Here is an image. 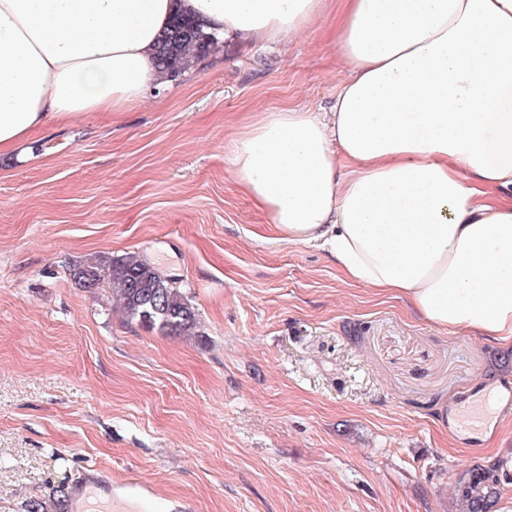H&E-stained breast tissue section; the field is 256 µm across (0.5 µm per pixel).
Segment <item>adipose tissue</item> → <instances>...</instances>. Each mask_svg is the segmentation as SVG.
<instances>
[{
    "label": "adipose tissue",
    "mask_w": 512,
    "mask_h": 512,
    "mask_svg": "<svg viewBox=\"0 0 512 512\" xmlns=\"http://www.w3.org/2000/svg\"><path fill=\"white\" fill-rule=\"evenodd\" d=\"M177 12L266 41L333 18L331 111L264 113L233 145L237 185L346 280L512 343V0H0V154L162 88Z\"/></svg>",
    "instance_id": "1"
}]
</instances>
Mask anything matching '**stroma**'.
Instances as JSON below:
<instances>
[{"instance_id":"stroma-1","label":"stroma","mask_w":512,"mask_h":512,"mask_svg":"<svg viewBox=\"0 0 512 512\" xmlns=\"http://www.w3.org/2000/svg\"><path fill=\"white\" fill-rule=\"evenodd\" d=\"M327 23L223 49L115 117L52 126L0 156V512L97 466L114 512H456L500 461L512 414L462 446L439 409L512 379L506 345L438 328L289 243L227 159L264 111H329ZM133 253L177 278L194 334L128 322L69 274Z\"/></svg>"}]
</instances>
